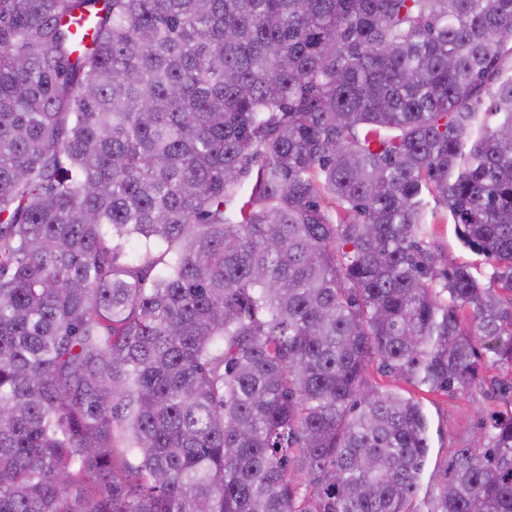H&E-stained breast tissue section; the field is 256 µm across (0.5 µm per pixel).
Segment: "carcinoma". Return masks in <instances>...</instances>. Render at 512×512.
I'll use <instances>...</instances> for the list:
<instances>
[{
	"label": "carcinoma",
	"mask_w": 512,
	"mask_h": 512,
	"mask_svg": "<svg viewBox=\"0 0 512 512\" xmlns=\"http://www.w3.org/2000/svg\"><path fill=\"white\" fill-rule=\"evenodd\" d=\"M509 54L512 0H0V512H512V412L424 483L367 379L512 366ZM432 225L434 234L430 242L440 255V266L467 264L472 267V272L479 278L481 285L488 286L489 279L486 275L491 272L488 260L483 255H478L460 245L454 224L450 219Z\"/></svg>",
	"instance_id": "cac0c4a2"
}]
</instances>
